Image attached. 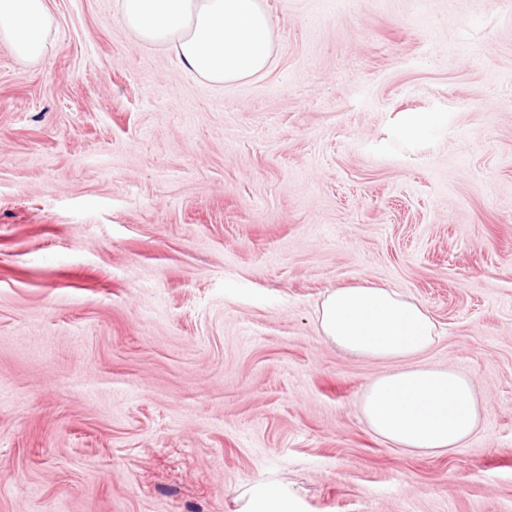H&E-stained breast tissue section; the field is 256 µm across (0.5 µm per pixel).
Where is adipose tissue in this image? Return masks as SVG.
Segmentation results:
<instances>
[{
    "label": "adipose tissue",
    "mask_w": 512,
    "mask_h": 512,
    "mask_svg": "<svg viewBox=\"0 0 512 512\" xmlns=\"http://www.w3.org/2000/svg\"><path fill=\"white\" fill-rule=\"evenodd\" d=\"M124 25L141 41L172 48L181 65L218 84L264 71L273 21L257 0H120ZM46 0H0V37L20 58L36 60L51 30ZM323 336L349 353L404 360L405 369L375 378L362 412L378 436L402 447L447 451L477 428L471 381L450 369L417 364L434 341L425 308L386 288L349 286L322 302Z\"/></svg>",
    "instance_id": "ef3b65f1"
}]
</instances>
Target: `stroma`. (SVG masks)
<instances>
[{
    "mask_svg": "<svg viewBox=\"0 0 512 512\" xmlns=\"http://www.w3.org/2000/svg\"><path fill=\"white\" fill-rule=\"evenodd\" d=\"M258 3L272 63L221 88L116 0L0 39V512H512V0ZM356 285L426 309L460 448L370 429L399 364L319 323ZM246 494H248V498L240 512H294L288 497L276 484L259 485L250 489Z\"/></svg>",
    "mask_w": 512,
    "mask_h": 512,
    "instance_id": "35a3bbf8",
    "label": "stroma"
}]
</instances>
